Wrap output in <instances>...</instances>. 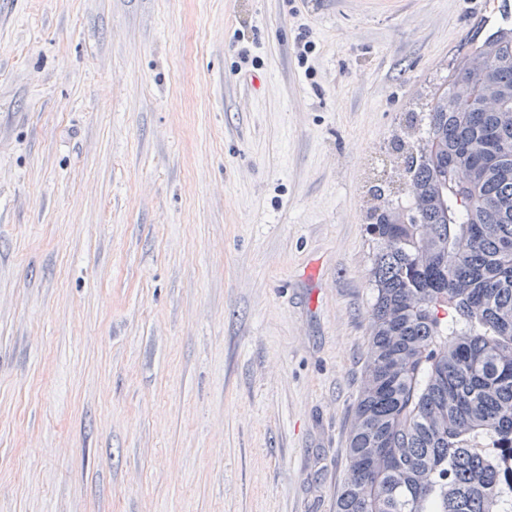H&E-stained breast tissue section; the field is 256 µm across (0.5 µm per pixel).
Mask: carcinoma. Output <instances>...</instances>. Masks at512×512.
Wrapping results in <instances>:
<instances>
[{
    "instance_id": "obj_1",
    "label": "carcinoma",
    "mask_w": 512,
    "mask_h": 512,
    "mask_svg": "<svg viewBox=\"0 0 512 512\" xmlns=\"http://www.w3.org/2000/svg\"><path fill=\"white\" fill-rule=\"evenodd\" d=\"M512 27L456 67L371 225L375 292L336 512H512Z\"/></svg>"
}]
</instances>
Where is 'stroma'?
Instances as JSON below:
<instances>
[{"instance_id":"obj_1","label":"stroma","mask_w":512,"mask_h":512,"mask_svg":"<svg viewBox=\"0 0 512 512\" xmlns=\"http://www.w3.org/2000/svg\"><path fill=\"white\" fill-rule=\"evenodd\" d=\"M502 17L0 0V512H336L371 188Z\"/></svg>"}]
</instances>
